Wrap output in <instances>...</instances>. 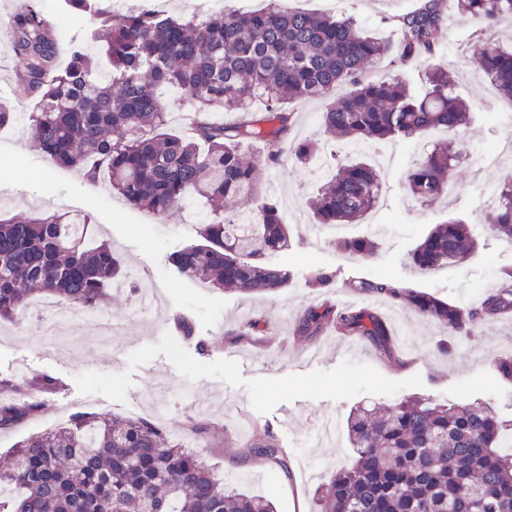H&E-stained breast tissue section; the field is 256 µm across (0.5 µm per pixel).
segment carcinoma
Here are the masks:
<instances>
[{
	"label": "carcinoma",
	"mask_w": 512,
	"mask_h": 512,
	"mask_svg": "<svg viewBox=\"0 0 512 512\" xmlns=\"http://www.w3.org/2000/svg\"><path fill=\"white\" fill-rule=\"evenodd\" d=\"M108 0H66L85 24L86 36L56 64L57 44L38 7L27 3L11 17L9 50L21 61L16 78L35 104L28 133L51 163L78 171L87 184L101 181L125 203L164 217L196 200L210 205L196 225L200 241L169 257L177 272L206 287L242 294L270 293L292 278L270 256L288 249V224L276 200L260 193L257 166L276 164L289 152L300 164L317 161V140L291 143L295 101H317L348 87L321 115L327 140L346 149L416 137L431 129L455 134L474 108L453 94L448 68L432 63L442 20L451 12L476 18L491 34L466 67L512 100V51L494 38L512 21V0H421L399 19L396 47L366 34L351 16H326L274 4L253 13L176 17L145 4L120 17ZM101 44L109 64L93 69L88 47ZM395 52L393 62L427 68L420 92L401 73L370 81L366 68ZM178 90L197 114L192 131L169 129L163 92ZM239 112L233 124L213 123L211 112ZM261 142L264 159L244 145ZM332 173L311 203L318 224L353 223L375 205V166L330 155ZM453 159L446 143L403 173L415 201L431 206L448 193ZM249 197L251 223L225 204ZM491 231L512 243V179L487 216ZM92 217L53 214L25 220L0 218V321L19 322L38 296L95 310L129 271L106 242L87 244ZM344 253L371 257L367 237L337 240ZM477 249L469 225H435L411 254L430 272L462 263ZM336 271L316 269L308 285L329 291ZM395 310L416 313L450 336H470L482 320L512 311V286L489 294L480 308L448 303L409 283L352 279L344 284ZM332 325L342 336L367 339L391 353V330L367 307L340 312L308 307L295 329L311 340ZM497 377L512 383V355H496ZM58 381L38 374L0 380V429L41 407V395ZM346 430L352 461L321 483L314 512H512V420L483 402L442 404L429 397L401 399L381 410L354 409ZM249 455L286 471L288 451L268 433L255 435ZM0 512H275L265 497L235 491L180 440L152 421L73 415L50 431L18 441L10 464L0 467Z\"/></svg>",
	"instance_id": "obj_1"
}]
</instances>
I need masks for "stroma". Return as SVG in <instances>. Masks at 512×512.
Segmentation results:
<instances>
[{"instance_id":"35a3bbf8","label":"stroma","mask_w":512,"mask_h":512,"mask_svg":"<svg viewBox=\"0 0 512 512\" xmlns=\"http://www.w3.org/2000/svg\"><path fill=\"white\" fill-rule=\"evenodd\" d=\"M291 9L354 16L370 34L389 44L399 39L397 21L419 0H280ZM477 25L460 18L443 25L438 56L455 67L456 93L478 105L461 133L466 155L448 175L450 190L427 207L407 197L402 172L420 152L415 141L390 142L397 166L383 174L385 225L357 223L358 233L376 240V255L360 261L335 245L316 247L308 233L313 218L307 201L321 177L297 163L262 166L260 189L287 200L285 214L290 247L274 262L293 273L288 287L255 298L201 286L178 276L168 257L196 241L193 213L205 204L157 217L101 194L77 172L50 166L21 126L0 128V215L6 217L91 214L92 238L111 244L115 255L132 270L144 273L147 287L161 301L146 318H133L137 292L114 291L103 305L119 324L117 334L102 337L91 324L73 319L72 339L52 341L50 318L29 314L21 323L0 322V379H23L47 373L59 381L46 394L33 417L0 429V454L22 437L54 428L75 411L109 417H149L153 405H165L161 422L176 437L194 445L204 461L231 486L273 501L277 512H311L321 477L352 460L346 419L361 404H391L411 396L441 403L480 401L512 419V384L495 377L491 359L512 354V313L481 322L474 336L459 339L456 350L442 354L435 347L440 328L408 314L407 331H396V349L386 358L362 338L321 336L313 345L296 341L293 332L303 311L325 303V296L306 282L309 271L331 268L336 293L352 278H386L410 282L421 291L452 304L474 305L496 289L503 270L512 268V248L487 224L484 195L498 191L499 171L475 166L472 156L492 145H512V100L503 98L485 79L458 66L461 55L476 53ZM16 60L0 38V100L16 112L32 109L28 89L15 76ZM460 220L470 224L478 248L465 262L432 272H419L410 256L435 224ZM193 325L192 337L179 330L180 319ZM258 328L242 341L231 332ZM209 426L202 437L188 435L187 417ZM333 419L334 439L319 440L323 418ZM270 431L291 460L289 472L267 462L245 460L253 428Z\"/></svg>"}]
</instances>
